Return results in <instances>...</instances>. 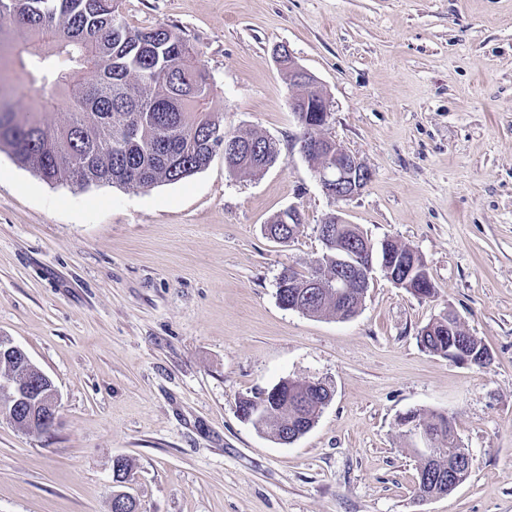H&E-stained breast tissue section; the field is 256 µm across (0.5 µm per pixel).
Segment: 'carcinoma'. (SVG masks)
Wrapping results in <instances>:
<instances>
[{"instance_id":"carcinoma-1","label":"carcinoma","mask_w":512,"mask_h":512,"mask_svg":"<svg viewBox=\"0 0 512 512\" xmlns=\"http://www.w3.org/2000/svg\"><path fill=\"white\" fill-rule=\"evenodd\" d=\"M113 0H0V147L47 183L66 181L81 189L120 186L148 190L176 183L204 169L224 139L254 142L251 153L232 161L235 174L256 175L278 158L275 144L258 134L224 126L211 109L213 84L197 64V52L168 26L131 28L120 21ZM48 112H66L57 127ZM344 242H358L355 224H336ZM389 251L416 262L415 287L430 280L420 255L396 241ZM336 248L325 246L308 275L286 268L277 291L280 304H295L312 277L324 282L321 296L304 301L301 312L336 314ZM419 342L443 358L461 345L484 342L465 334L448 335V318L427 324ZM262 428L294 440L315 422L329 400L324 387L283 379ZM261 393L240 401L241 416L255 421ZM434 430L436 458L421 459L417 489L442 491L467 478L448 468L461 451L451 420L441 413L411 419Z\"/></svg>"}]
</instances>
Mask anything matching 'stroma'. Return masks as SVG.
I'll return each mask as SVG.
<instances>
[{
    "label": "stroma",
    "mask_w": 512,
    "mask_h": 512,
    "mask_svg": "<svg viewBox=\"0 0 512 512\" xmlns=\"http://www.w3.org/2000/svg\"><path fill=\"white\" fill-rule=\"evenodd\" d=\"M133 28L193 44L227 127L278 161L203 170L146 191L50 184L0 150V336L60 400L50 432L0 416V512H111L112 462L139 512H512V0H114ZM287 45L330 102L324 132L371 171L327 196L298 151ZM286 243L264 227L287 209ZM335 213L423 259L425 300L374 269L356 316L281 307ZM455 313L483 368L425 350ZM333 398L282 444L239 413L278 381ZM443 413L474 458L450 494L420 500L410 411Z\"/></svg>",
    "instance_id": "35a3bbf8"
}]
</instances>
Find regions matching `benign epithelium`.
Listing matches in <instances>:
<instances>
[{
    "label": "benign epithelium",
    "mask_w": 512,
    "mask_h": 512,
    "mask_svg": "<svg viewBox=\"0 0 512 512\" xmlns=\"http://www.w3.org/2000/svg\"><path fill=\"white\" fill-rule=\"evenodd\" d=\"M274 56L280 65L288 67V75L293 85L315 86L314 77L296 63L287 45L275 46ZM291 109L299 128L310 132V135L298 138L299 151L308 160L314 156L318 158V162L314 164V172L323 191L331 197L341 199L358 195L370 181L371 173L356 155L324 134L330 117L326 94L321 92L309 96L300 93L292 99ZM375 258L376 251L368 240L359 246L357 255L350 258L343 251L336 257V300L340 301L349 294L348 283L342 274L345 266H352L365 286L370 283ZM381 266L386 277L395 285L400 287L407 283L410 273L406 267L390 264L385 258L381 260ZM0 358L17 363L22 375L35 372L46 381V385L35 388L29 385L27 378L21 382L11 377L1 378L0 408L12 412L26 410L30 418L28 424L33 429L37 427L49 431L54 428L59 394L52 380L31 361L20 346L3 336H0Z\"/></svg>",
    "instance_id": "benign-epithelium-1"
}]
</instances>
